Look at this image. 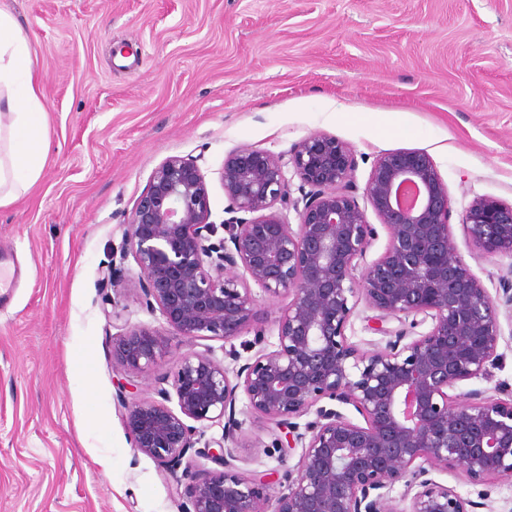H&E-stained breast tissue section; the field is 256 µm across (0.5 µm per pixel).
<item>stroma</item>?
I'll use <instances>...</instances> for the list:
<instances>
[{"label": "stroma", "instance_id": "1", "mask_svg": "<svg viewBox=\"0 0 512 512\" xmlns=\"http://www.w3.org/2000/svg\"><path fill=\"white\" fill-rule=\"evenodd\" d=\"M31 40L52 148L42 175L0 207V512H180L175 485L132 446L116 383L155 397L175 358L212 349L225 366L277 342L282 300L230 342L168 335L149 370L112 358L123 321L163 326L133 290L134 259L105 277L123 224L156 167L196 159L213 221L228 204L219 171L233 148L280 152L315 132L349 143L357 186L377 156L423 151L448 186L461 255L494 300L512 261L468 243L474 197L512 204V0H0ZM490 380L460 392L512 389V311L501 309ZM242 473L275 471L277 498L299 456H279L276 432L238 400ZM429 476L483 512H512V480Z\"/></svg>", "mask_w": 512, "mask_h": 512}]
</instances>
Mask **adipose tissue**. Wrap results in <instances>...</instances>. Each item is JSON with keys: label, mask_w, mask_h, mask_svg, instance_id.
I'll use <instances>...</instances> for the list:
<instances>
[{"label": "adipose tissue", "mask_w": 512, "mask_h": 512, "mask_svg": "<svg viewBox=\"0 0 512 512\" xmlns=\"http://www.w3.org/2000/svg\"><path fill=\"white\" fill-rule=\"evenodd\" d=\"M51 139L29 38L0 10V207L40 179Z\"/></svg>", "instance_id": "adipose-tissue-1"}]
</instances>
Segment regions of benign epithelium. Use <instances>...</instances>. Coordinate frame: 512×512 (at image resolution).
<instances>
[{"label": "benign epithelium", "instance_id": "benign-epithelium-1", "mask_svg": "<svg viewBox=\"0 0 512 512\" xmlns=\"http://www.w3.org/2000/svg\"><path fill=\"white\" fill-rule=\"evenodd\" d=\"M356 166L350 144L317 132L285 152L242 146L226 154L220 180L233 217L219 224L190 157L165 159L136 200L121 258H134L141 304L176 335L227 343L253 329L260 343L263 311L251 285L288 299L275 349L253 361L230 369L209 348L190 351L161 379L157 400L118 386L133 448L174 479L181 468L190 475L182 512H476L480 504L455 490L407 476L453 464L473 481L512 478V391L455 393L489 378L501 355L497 306L458 250L448 186L428 154L389 152L374 161L361 205ZM368 209L387 244L364 266L378 236ZM462 226L479 252L512 259V205L477 197ZM361 299L376 312L377 332L389 335L384 322L409 316L431 327L407 343L397 331L384 349L361 351L346 334ZM163 349L160 328L124 323L112 336V359L128 371L154 365ZM241 395L284 433L281 451L301 448L272 509L263 476L236 466ZM322 400L352 406L363 422ZM313 408L316 420L297 432L293 419ZM207 422L223 423L222 440L198 448L196 424ZM402 480L413 495L399 511L389 490Z\"/></svg>", "mask_w": 512, "mask_h": 512}]
</instances>
